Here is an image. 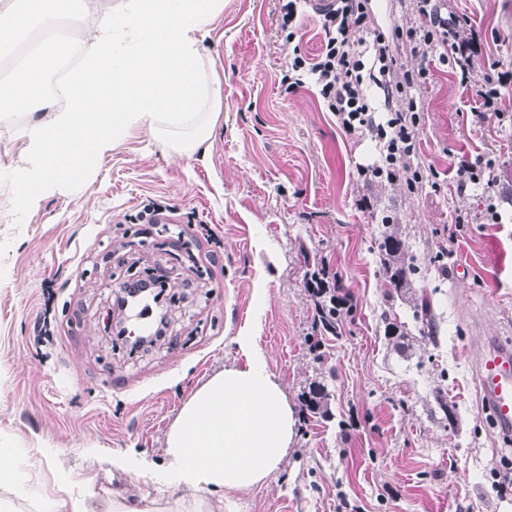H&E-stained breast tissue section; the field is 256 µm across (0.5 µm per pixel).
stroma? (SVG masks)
<instances>
[{
    "instance_id": "35a3bbf8",
    "label": "stroma",
    "mask_w": 512,
    "mask_h": 512,
    "mask_svg": "<svg viewBox=\"0 0 512 512\" xmlns=\"http://www.w3.org/2000/svg\"><path fill=\"white\" fill-rule=\"evenodd\" d=\"M448 8L478 34L477 76L512 69V0H448ZM281 23L278 0H224L203 34L220 84L206 153L171 157L133 133L86 188L46 197L21 221L6 172L24 120L0 117V443L25 449L19 478L36 494L75 495L91 483L93 512L146 491L174 505L188 490L114 470L112 456L131 452L162 469L183 405L212 376L245 366L236 338L248 330L296 428L264 483L225 493L231 512H512V488L501 486L512 445L492 430L464 357L474 337L512 340V220L488 223L482 191L455 186L460 161L493 159L502 209L512 211V127L472 124L468 91L450 66L433 65L418 106L417 161L439 171L440 189L364 186L357 168L379 160L375 141L345 132L314 87L280 83L289 56L318 53V15L305 9L291 42ZM365 195L373 210L358 207ZM151 201L169 208L171 225L119 247V229L138 230ZM459 209L474 221L452 239ZM385 214L416 259L436 338L416 333L412 307L389 295L375 249ZM194 218L215 225L217 261L192 264V242L170 247L176 225ZM444 248L453 257L443 266L435 256ZM159 265L179 274L165 338L146 351L112 347L103 318L113 282ZM322 266L342 305L318 361L305 278ZM45 313L56 333L40 340L34 324ZM390 317L411 331L405 352L385 334ZM314 381L331 391L328 418L303 404ZM437 392L453 421L432 413ZM60 470L71 476L64 491Z\"/></svg>"
}]
</instances>
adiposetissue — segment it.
<instances>
[{"instance_id":"ef3b65f1","label":"adipose tissue","mask_w":512,"mask_h":512,"mask_svg":"<svg viewBox=\"0 0 512 512\" xmlns=\"http://www.w3.org/2000/svg\"><path fill=\"white\" fill-rule=\"evenodd\" d=\"M65 0H5L0 46L12 45L30 18L57 26ZM88 19L84 38L49 39L35 48L15 77L14 103L29 117L24 142L10 168L20 212L48 196L82 187L99 160L130 132L148 136L167 155L193 156L218 116L219 82L200 43L224 10V0H76ZM78 58L66 75L67 96L57 105L45 91L53 62ZM247 369H227L201 386L181 408L166 439L167 465L118 453L113 468L138 470L156 482L192 490L167 510L149 496L113 498L109 512H214L211 496L261 484L288 453L295 418L254 336L236 339Z\"/></svg>"}]
</instances>
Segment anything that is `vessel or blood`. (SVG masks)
Listing matches in <instances>:
<instances>
[{
  "label": "vessel or blood",
  "instance_id": "vessel-or-blood-1",
  "mask_svg": "<svg viewBox=\"0 0 512 512\" xmlns=\"http://www.w3.org/2000/svg\"><path fill=\"white\" fill-rule=\"evenodd\" d=\"M468 356L485 406L501 438L512 437V347L498 337L481 336Z\"/></svg>",
  "mask_w": 512,
  "mask_h": 512
}]
</instances>
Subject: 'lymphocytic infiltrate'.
I'll use <instances>...</instances> for the list:
<instances>
[{
    "label": "lymphocytic infiltrate",
    "mask_w": 512,
    "mask_h": 512,
    "mask_svg": "<svg viewBox=\"0 0 512 512\" xmlns=\"http://www.w3.org/2000/svg\"><path fill=\"white\" fill-rule=\"evenodd\" d=\"M371 0H334L321 12L324 38L314 57L293 54L284 76L289 88L312 80L328 111L349 133H365L379 144L382 163L362 166L358 177L364 185L387 183L414 187L438 179L436 169L413 167L417 154L419 113L414 92L425 80V69L415 71L399 66L393 43L407 39L412 51L422 58L435 57L440 63H453L462 86L471 91L472 123L481 126L489 120L512 121V114L501 108L503 97L512 88V76H483L475 79L468 52L466 16L445 10L441 0H410L411 17L396 24L391 33L374 31L365 50H357L355 35L366 28ZM500 179L496 164L477 159L456 170V190L480 185L487 192L486 220L499 223Z\"/></svg>",
    "instance_id": "obj_1"
}]
</instances>
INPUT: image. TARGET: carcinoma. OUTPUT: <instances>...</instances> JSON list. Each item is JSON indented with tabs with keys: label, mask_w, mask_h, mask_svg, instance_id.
<instances>
[{
	"label": "carcinoma",
	"mask_w": 512,
	"mask_h": 512,
	"mask_svg": "<svg viewBox=\"0 0 512 512\" xmlns=\"http://www.w3.org/2000/svg\"><path fill=\"white\" fill-rule=\"evenodd\" d=\"M377 252L382 269L388 278L389 287L403 301L410 303L414 309L416 322L421 324L420 333L428 336L435 334L434 313L430 302L416 297V286L412 275L417 271L414 259L407 257L402 239L393 229H384L377 243ZM306 285L314 298L316 316L313 333L308 337L309 350L316 353V359H322L318 353L321 337L336 334L340 318V308L336 304V285L324 277L319 270L306 274ZM330 393L327 385L313 382L305 392L306 406L312 411H319L327 406Z\"/></svg>",
	"instance_id": "obj_1"
}]
</instances>
